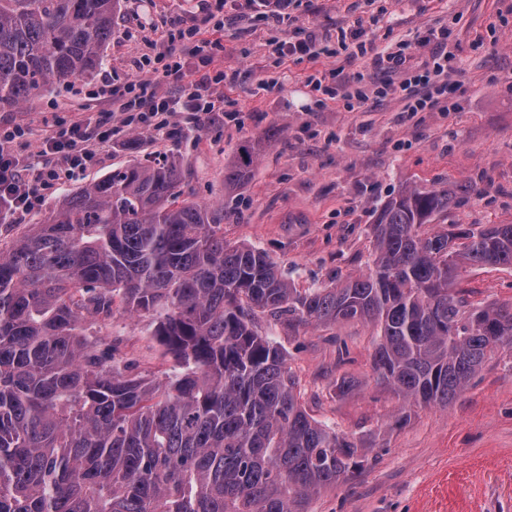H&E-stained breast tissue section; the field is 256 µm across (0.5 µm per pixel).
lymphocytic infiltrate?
I'll use <instances>...</instances> for the list:
<instances>
[{"mask_svg": "<svg viewBox=\"0 0 512 512\" xmlns=\"http://www.w3.org/2000/svg\"><path fill=\"white\" fill-rule=\"evenodd\" d=\"M296 0H240V16L253 17L264 25L281 31L276 42L279 57L335 58L361 57L367 59L376 71L400 75L398 84H383L378 97L398 94L406 112H449L455 105L448 98V77L454 72V55L448 49L450 33L444 27H429L408 39H399L389 47L378 48L375 40L366 36L363 19H355L348 29L346 40L338 48L324 44L323 35L314 29L294 28L291 11ZM214 41L200 37L196 28L173 27L163 31L154 41V55H143L138 63L140 79L127 82L112 90V112L118 115L117 125L96 130L84 121L62 124L50 131L43 142V153L54 155L56 163L47 167L34 162L29 166L30 176L20 180V160L12 152L14 140L24 136L21 127L0 129V221L17 214H30L39 210L45 201L44 192L59 181L62 175H71L91 167L102 153L111 151L118 142L122 129L149 132L156 139L170 136L168 115L177 110L196 113L198 120L208 121L223 111L222 100L212 98L205 90L210 81L229 82L224 71L203 75L201 79L183 82L182 57L186 54L209 57ZM432 47L430 61L423 69L408 68L407 61L414 49ZM182 84L176 99L159 98L151 86L168 80ZM363 75H344L342 69L325 67L308 75L306 84L312 95H328L343 89L345 108L356 111L367 95L362 88Z\"/></svg>", "mask_w": 512, "mask_h": 512, "instance_id": "1", "label": "lymphocytic infiltrate"}]
</instances>
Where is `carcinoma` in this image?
I'll return each mask as SVG.
<instances>
[{
	"mask_svg": "<svg viewBox=\"0 0 512 512\" xmlns=\"http://www.w3.org/2000/svg\"><path fill=\"white\" fill-rule=\"evenodd\" d=\"M119 0H0V109L91 76ZM240 149L224 183L242 182ZM174 162L133 161L67 196L0 247V512H307L362 466L314 420L255 312L299 325L361 321L378 380L448 406L512 346V303L475 306L460 265L512 266V224L423 227L452 192L409 187L380 209L373 266L299 290L264 251L224 244V206L185 192ZM147 315L177 362L163 379L113 368L91 318Z\"/></svg>",
	"mask_w": 512,
	"mask_h": 512,
	"instance_id": "cac0c4a2",
	"label": "carcinoma"
}]
</instances>
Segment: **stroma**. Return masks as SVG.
Returning <instances> with one entry per match:
<instances>
[{"instance_id": "1", "label": "stroma", "mask_w": 512, "mask_h": 512, "mask_svg": "<svg viewBox=\"0 0 512 512\" xmlns=\"http://www.w3.org/2000/svg\"><path fill=\"white\" fill-rule=\"evenodd\" d=\"M378 15L380 35H406L448 25L456 71L448 80L454 112H402L397 98H377L398 74H371L362 111L341 99L319 107L304 84L308 60L280 61L264 30L244 19L224 32L211 62L188 55L186 79L209 69L239 72L236 84L214 83L235 120L197 123L190 112L168 116L172 135L145 132L86 172L49 190L42 210L0 222V246L41 223L66 194L78 191L133 160H176L190 175L196 200L224 206L229 244L265 250L295 287L311 288L367 271L374 259L371 227L380 207L402 188L448 186L456 197L429 231L447 223L477 230L512 224V0H303L300 27L336 40L356 15ZM199 27L211 37L200 0H121L103 63L88 80L57 83L17 108L0 110V126L25 127L14 152L38 151L54 119H99L110 109L103 80L120 85L139 78L137 61L148 53L153 22ZM285 72L282 88L254 94L266 75ZM253 146L251 174L237 188L224 186V168L241 146ZM472 192L460 196L462 187ZM458 279L473 302L512 303V267L462 266ZM259 323L279 344L300 382L308 413L367 449L361 471L308 503V512H512V347L495 352L448 407L403 409L373 370L380 342L371 325L351 322L288 329L268 317ZM88 333L111 335L117 366L160 376L173 362L151 334L148 319L118 313L87 322ZM347 356H340L338 341ZM352 388L338 393L336 383Z\"/></svg>"}]
</instances>
